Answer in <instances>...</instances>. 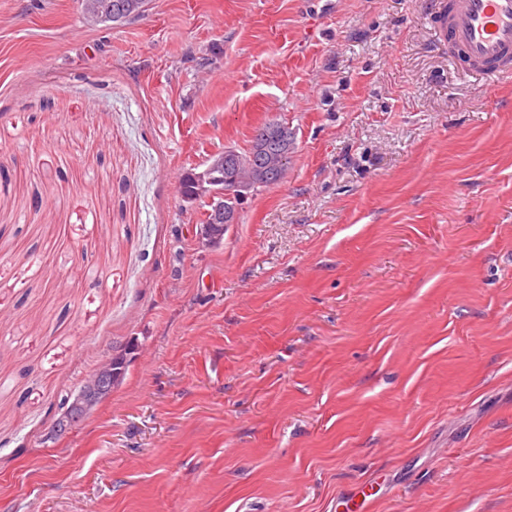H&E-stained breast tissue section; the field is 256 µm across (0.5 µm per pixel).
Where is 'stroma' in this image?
<instances>
[{"label":"stroma","mask_w":512,"mask_h":512,"mask_svg":"<svg viewBox=\"0 0 512 512\" xmlns=\"http://www.w3.org/2000/svg\"><path fill=\"white\" fill-rule=\"evenodd\" d=\"M439 0H0V512H512V77ZM295 149L221 246L182 175ZM73 430L58 405L114 351ZM371 487L366 484H360L356 490L347 496H343L338 503L336 509L339 507H346L347 512H371L373 500L371 496Z\"/></svg>","instance_id":"35a3bbf8"}]
</instances>
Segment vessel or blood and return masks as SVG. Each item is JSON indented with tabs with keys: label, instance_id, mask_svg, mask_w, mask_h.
I'll use <instances>...</instances> for the list:
<instances>
[{
	"label": "vessel or blood",
	"instance_id": "1",
	"mask_svg": "<svg viewBox=\"0 0 512 512\" xmlns=\"http://www.w3.org/2000/svg\"><path fill=\"white\" fill-rule=\"evenodd\" d=\"M438 33L470 72L489 78L512 74V0H448L438 10ZM368 484L340 500L347 512H371Z\"/></svg>",
	"mask_w": 512,
	"mask_h": 512
}]
</instances>
